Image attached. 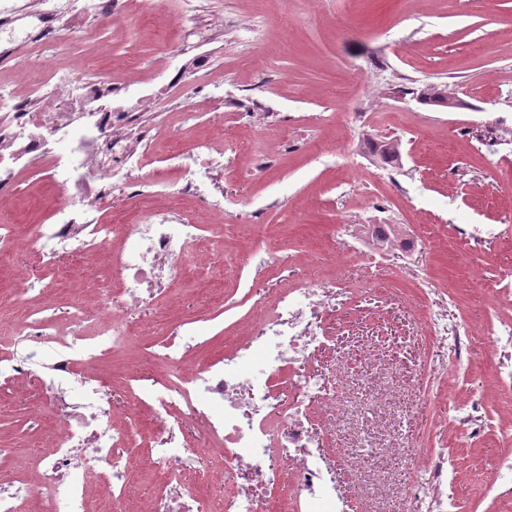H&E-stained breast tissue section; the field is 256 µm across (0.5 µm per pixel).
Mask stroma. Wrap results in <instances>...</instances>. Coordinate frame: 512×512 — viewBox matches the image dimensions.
<instances>
[{
  "instance_id": "35a3bbf8",
  "label": "stroma",
  "mask_w": 512,
  "mask_h": 512,
  "mask_svg": "<svg viewBox=\"0 0 512 512\" xmlns=\"http://www.w3.org/2000/svg\"><path fill=\"white\" fill-rule=\"evenodd\" d=\"M173 41L164 71L127 74L143 125L154 134L155 183L145 201L208 224L209 205L173 192L168 156L178 103L194 98L185 138H222L224 255L189 266L162 313L133 311L119 354L127 373L156 371L151 342H163L165 313L198 320L194 360L223 358L257 301L299 283L335 289L321 317L332 341L312 365L341 362L347 403L336 442L352 461L337 467L336 490L360 512H404L402 487L428 481L415 449H443L454 475L442 494L457 512H512V379L498 365L499 322L512 320V0H165L151 16L132 14L84 63L124 70L129 54L149 58L159 36ZM213 65L203 73L198 57ZM222 82L223 106L206 87ZM428 85L461 108L428 106ZM398 141L403 165L374 163L371 144ZM57 196L39 168L0 195V222L47 224ZM277 257L264 273L242 269L245 251ZM418 280L405 277V269ZM49 309L64 315L73 289L103 267L67 262ZM449 299L460 343L435 338L429 309ZM369 377H362L361 368ZM377 398L374 409L364 402ZM481 404V430L458 417ZM54 410L32 377L0 384V449L33 468L52 445ZM185 438L202 453L198 485L218 504L238 484L201 482L216 465L214 441L198 419Z\"/></svg>"
}]
</instances>
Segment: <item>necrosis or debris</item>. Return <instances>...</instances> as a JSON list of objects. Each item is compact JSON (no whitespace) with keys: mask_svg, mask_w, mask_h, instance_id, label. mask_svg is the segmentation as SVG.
I'll use <instances>...</instances> for the list:
<instances>
[{"mask_svg":"<svg viewBox=\"0 0 512 512\" xmlns=\"http://www.w3.org/2000/svg\"><path fill=\"white\" fill-rule=\"evenodd\" d=\"M129 0H0V47L19 45L20 65L40 71L29 90L0 84V193L18 181L33 161L45 165L58 192L48 224L31 225L27 246L45 268L60 256L79 254L93 260L110 251L114 285L93 307L71 303L66 316L28 309L29 290L17 283L14 299L27 312L8 329L10 348L0 354V380L21 375L37 378L57 410L56 448L46 458L37 484L23 478L0 483V512H17L32 496L60 502L62 512H86V489L122 512L130 492V462L137 449L128 424L149 413L162 432L153 453L160 470L159 490L149 512H207L199 490L182 481L198 468V449L181 439V417L203 418L211 436L223 439L226 467L247 476L224 499L223 512H272V494L282 474H290L294 512H344L332 475L318 462L319 436L304 410L320 399L335 415L344 399L337 384L343 367L297 373L326 346L318 312L327 292L320 285H298L283 293L276 308L256 321L245 342L222 361L187 369L184 336L193 335L192 319L170 327L157 358L162 369L129 386L124 411L113 409L110 390L84 372L85 364L124 349L129 341L130 311L158 307L161 288L178 287L192 261L219 263L223 224L173 219L166 210L145 208L123 225L105 223L113 201L131 198L149 182L144 157L114 140L125 128L137 139L150 137L135 121L134 90L110 70L74 66L65 78L50 60L68 59L74 47L100 42L107 31L126 23ZM69 87L61 96V87ZM179 194L204 196L213 171L223 168L224 151L214 140L199 138L183 151ZM211 235L212 250L197 248ZM287 376L290 401L274 391Z\"/></svg>","mask_w":512,"mask_h":512,"instance_id":"1","label":"necrosis or debris"}]
</instances>
